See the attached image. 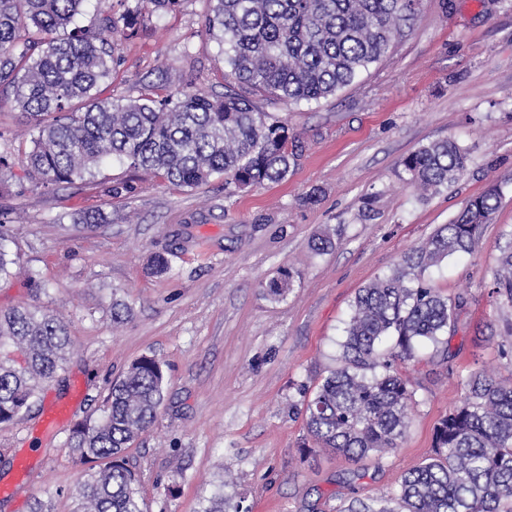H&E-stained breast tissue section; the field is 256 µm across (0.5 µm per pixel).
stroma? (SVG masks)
I'll use <instances>...</instances> for the list:
<instances>
[{
    "label": "stroma",
    "mask_w": 512,
    "mask_h": 512,
    "mask_svg": "<svg viewBox=\"0 0 512 512\" xmlns=\"http://www.w3.org/2000/svg\"><path fill=\"white\" fill-rule=\"evenodd\" d=\"M207 9V0H182L146 15L137 34L115 33L120 63L107 95L164 94L167 72L208 94L234 86L205 33ZM274 113L299 145L279 183L238 191L217 176L187 190L114 159L85 180L47 188L27 174L29 124L0 90V152L14 161L0 218L20 269L0 280V310L38 305L73 341L64 371L0 424V486L19 488L0 495V512H74L70 492L87 468L73 458L72 430L99 415L108 383L144 355L161 359L167 376L155 422L126 451L145 512H201L219 486L242 512H338L392 495L433 456L434 429L462 401L471 373L512 379V304L490 295L512 241V0H422L411 28L352 84ZM446 137L466 149L467 170L420 198L401 161ZM491 188L500 201L473 253L425 273L456 309L438 342L397 366L415 400L404 439L361 461L311 452L306 404L341 365L358 291ZM313 189L319 201L305 203ZM97 208L111 222L73 223L75 212ZM324 231L334 246L314 253ZM165 252L169 272L153 274L152 257ZM285 273L291 288L274 300L265 285ZM116 300L131 310L117 327ZM56 401L71 414L44 431V410Z\"/></svg>",
    "instance_id": "obj_1"
}]
</instances>
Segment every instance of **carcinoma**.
<instances>
[{"label": "carcinoma", "mask_w": 512, "mask_h": 512, "mask_svg": "<svg viewBox=\"0 0 512 512\" xmlns=\"http://www.w3.org/2000/svg\"><path fill=\"white\" fill-rule=\"evenodd\" d=\"M83 2L0 0V86L12 88L32 121L28 175L46 186L68 185L115 156L180 188L222 174L225 184L244 190L287 179L296 157L288 125L258 111L253 98L291 104L335 94L388 53L420 0H209L206 32L221 45L237 88L213 96L186 80L159 99L122 100L103 96L118 63L112 34H133L145 14L181 0H122L119 15L100 0L95 28L75 24ZM402 166L407 184L436 193L465 174L467 154L451 138L433 140ZM497 204L494 190L466 201L452 222L359 291L342 365L307 404V432L318 447L362 460L405 437L414 391L393 362L412 359L423 341H438L455 309L424 273L471 251ZM107 219L102 211L82 212L73 223L93 227ZM15 264L0 231V278ZM492 293L512 303L511 244L498 259ZM387 336L396 342L382 354L378 344ZM70 347L58 317L36 306L0 312L1 424L29 408ZM165 381L162 362L143 356L110 383L99 417L75 426L74 458L99 466L78 487L76 512H143L139 479L124 453L155 421ZM465 386L464 400L435 427V456L401 476L397 496L354 500L340 512H512V380L478 372ZM238 508L218 491L203 512Z\"/></svg>", "instance_id": "cac0c4a2"}]
</instances>
